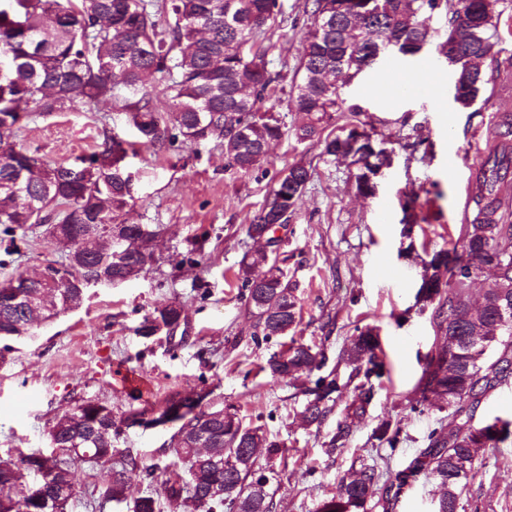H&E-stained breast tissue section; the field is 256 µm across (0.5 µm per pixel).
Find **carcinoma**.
Here are the masks:
<instances>
[{"instance_id": "1", "label": "carcinoma", "mask_w": 512, "mask_h": 512, "mask_svg": "<svg viewBox=\"0 0 512 512\" xmlns=\"http://www.w3.org/2000/svg\"><path fill=\"white\" fill-rule=\"evenodd\" d=\"M365 0H312L310 24L295 85L296 111L307 122L295 129L306 140L323 129L336 112L356 118L363 107L344 98V88L376 63L378 45L394 38L412 43L428 38L426 22L443 12V38L475 46V56H491L499 38V23L506 0H467L466 16L460 0H374L373 12L356 27L355 17L368 11ZM335 21L324 28L318 21L326 7ZM279 0H0V224L10 237L5 254L17 252L14 231L27 224L55 226L59 235L49 239L62 249L72 274L102 275L127 282L138 278L153 255L149 239L158 226L127 224L123 212L134 194L126 141L104 135L98 150L69 164H55L38 151L18 146L14 134L34 112H65L79 104L119 102L129 113L142 143L162 149L183 140L192 145L211 141L224 148L228 165L247 173L268 161L266 147L284 135L272 109L261 111L278 74L271 71L263 42L280 24ZM168 23L160 25L157 16ZM158 75L168 82L171 111L157 112L145 77ZM455 102L472 105L486 90L482 68L461 64ZM498 144L481 165L473 196L478 212L464 227L462 251L439 250L423 264L422 278L438 284L417 303L432 308L437 336L434 349L418 381L416 403L448 409L456 421L448 432L433 430L426 447L419 449L402 470L360 462L351 465L332 497L316 512H389L404 489L420 478L439 490L435 512H459L460 501L478 465V455L512 441V419L496 417L479 426L473 420L483 399L493 389L512 382V224L497 218V186L512 171V116L498 125ZM371 136L351 122L339 134L322 141L329 162L348 159L357 165L356 190L374 194L373 176L393 164V153L371 146ZM312 168L299 162L285 167L267 194L247 236L265 247L246 254L236 278L238 293L252 319L251 341L269 343L295 330L300 318L296 285L280 267L281 239L275 225L286 224L311 179ZM499 258L498 282L510 286L507 295L489 288L482 304L474 306L465 295L471 279L481 272L490 255ZM0 288V361L11 350L9 342L30 337L36 322H46L62 311L80 307L85 289L57 284L48 287L40 311L32 301L42 283L20 273ZM185 322L184 308L170 302L146 313L136 335L150 341L170 338ZM336 367L324 372L328 358L323 348L295 339L275 352L266 370L275 380L299 379L306 397L303 417L322 424L333 413L337 394L353 386L336 432L322 443L331 457L344 447L350 421L363 416L375 396V385L386 363L379 337L370 327H355ZM347 369L341 378L339 366ZM202 388L192 395L174 393L158 412L138 410L124 421L144 426L175 428L171 436L174 461L164 467L148 465L124 449L111 461L120 430L112 423V408L87 400L58 415L51 426L57 448H78L101 459L99 501L89 504L126 506L128 512H276L274 482L285 459V445L261 426L246 424L238 410L210 403ZM400 428L381 421L373 437L395 452ZM35 454L19 453L0 459V493L18 498L17 512H69L78 495L73 466L63 456L39 475ZM184 468L188 479L177 473ZM148 484L160 481V491H148L128 500L131 476ZM36 479L46 488L37 499L18 497L19 479ZM229 489L215 497L211 489Z\"/></svg>"}]
</instances>
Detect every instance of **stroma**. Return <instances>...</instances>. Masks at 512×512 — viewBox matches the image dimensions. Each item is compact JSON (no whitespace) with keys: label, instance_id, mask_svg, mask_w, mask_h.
<instances>
[{"label":"stroma","instance_id":"stroma-1","mask_svg":"<svg viewBox=\"0 0 512 512\" xmlns=\"http://www.w3.org/2000/svg\"><path fill=\"white\" fill-rule=\"evenodd\" d=\"M281 2L284 21L264 46L272 70L281 74L269 104L286 133L273 144L269 163L245 175L228 167L213 142L138 147L130 160L135 198L125 219L161 226L155 260L138 279L89 286L79 308L59 313L30 339L13 343L0 364V458L45 448L47 429L78 402L99 401L119 418L143 408L161 410L171 394L204 385L214 404L235 406L244 422L264 426L285 442L277 512H315L321 500L335 494L352 461L378 448L373 431L380 421L401 428L399 449L389 460L395 471L425 447L432 430L450 425L447 412L414 407L415 386L436 336L432 313L419 309L416 295L429 254L460 248L463 227L477 213L476 172L497 144L501 116L512 114V0L505 5L494 55L482 65L489 96L473 106L455 104L448 79L430 98L368 94L369 86L389 77L416 74L421 61L434 58L430 48L393 62L380 59L346 88L347 98L366 110L373 137L395 152L392 167L367 198L355 189L354 166L323 162L319 137L294 136L306 120L295 109L292 91L308 21L305 0ZM107 132L136 138L126 112L102 103L33 115L15 140L51 162L67 164L94 152ZM408 139L421 142L427 156H409L403 148ZM297 161L311 164L312 178L279 232L286 256L282 268L296 283L301 305L294 337L322 345L333 360L355 327L369 326L390 369L366 414L352 423L343 451L331 457L322 444L335 432L342 411L318 427L302 419L299 384L270 378L265 366L279 345L251 341V319L234 281L243 255L257 248L247 224L282 169ZM412 194L417 218L407 229L402 204ZM15 237L20 251L12 256L5 255L0 239V282L64 259L42 226L25 227ZM198 241L202 264H181ZM200 287L207 291L202 299L196 296ZM171 301L180 302L186 315L177 337L147 342L134 334L147 311ZM330 317L331 329L325 326ZM170 437L167 430L133 427L118 446L163 466L174 459ZM461 504L460 512H512V444L483 454Z\"/></svg>","mask_w":512,"mask_h":512}]
</instances>
